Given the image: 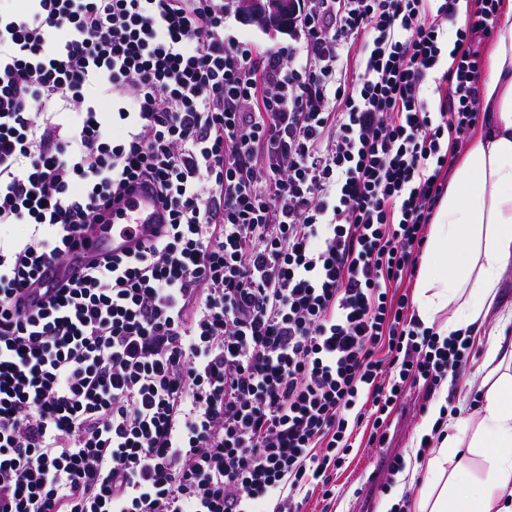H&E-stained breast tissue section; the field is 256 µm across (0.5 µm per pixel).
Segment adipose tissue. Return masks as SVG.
Wrapping results in <instances>:
<instances>
[{
    "label": "adipose tissue",
    "mask_w": 512,
    "mask_h": 512,
    "mask_svg": "<svg viewBox=\"0 0 512 512\" xmlns=\"http://www.w3.org/2000/svg\"><path fill=\"white\" fill-rule=\"evenodd\" d=\"M489 59L486 126L448 185L415 286L420 320L443 336L483 326L512 264V0L501 2ZM483 368L479 417H458L444 435L414 512H512V332L490 338ZM474 456L485 463L479 479Z\"/></svg>",
    "instance_id": "1"
}]
</instances>
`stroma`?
<instances>
[{"label": "stroma", "mask_w": 512, "mask_h": 512, "mask_svg": "<svg viewBox=\"0 0 512 512\" xmlns=\"http://www.w3.org/2000/svg\"><path fill=\"white\" fill-rule=\"evenodd\" d=\"M224 10L227 23L240 39L252 42L258 50H266L287 44L286 31H267L245 22L237 12L233 0H225ZM500 304L488 319L484 331L472 334L474 350L455 373L453 379L444 382L437 393L444 399L447 408H460L473 412L479 405V389L484 372L481 368L484 349L489 331L505 325L512 329V269L507 270L500 281ZM427 396L425 388H408L404 403L392 421L390 443L385 448H372L367 444L369 426H361L354 433L353 446L347 453L339 469L333 471L331 483L336 497L331 502L332 512H382L392 507L403 495L415 494L417 488L425 484V473H417L414 482H406L400 477L384 478L383 471L391 455H399L402 467L414 464L413 450L419 447L420 427L424 421L417 408Z\"/></svg>", "instance_id": "35a3bbf8"}]
</instances>
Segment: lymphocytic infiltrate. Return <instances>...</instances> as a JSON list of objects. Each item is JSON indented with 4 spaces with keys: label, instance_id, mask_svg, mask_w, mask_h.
I'll use <instances>...</instances> for the list:
<instances>
[{
    "label": "lymphocytic infiltrate",
    "instance_id": "f902f5d3",
    "mask_svg": "<svg viewBox=\"0 0 512 512\" xmlns=\"http://www.w3.org/2000/svg\"><path fill=\"white\" fill-rule=\"evenodd\" d=\"M27 2L0 0V228H29L0 240V512L332 499L362 421L383 447L407 384L435 394L473 347L400 286L498 0L461 27L456 0H297L302 42L261 53L224 0ZM138 185L163 232L27 302Z\"/></svg>",
    "mask_w": 512,
    "mask_h": 512
}]
</instances>
